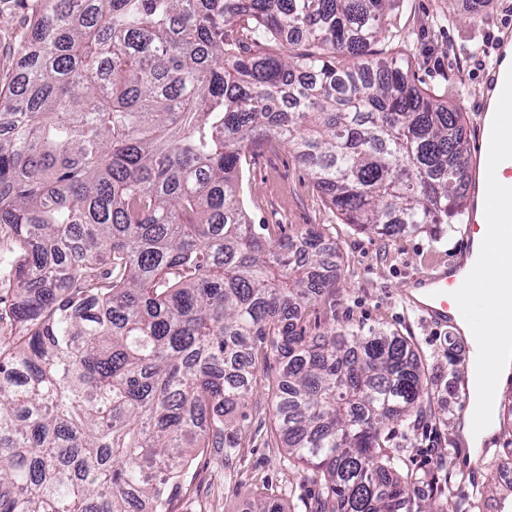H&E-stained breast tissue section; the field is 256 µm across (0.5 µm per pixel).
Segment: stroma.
Returning <instances> with one entry per match:
<instances>
[{
    "label": "stroma",
    "instance_id": "stroma-1",
    "mask_svg": "<svg viewBox=\"0 0 512 512\" xmlns=\"http://www.w3.org/2000/svg\"><path fill=\"white\" fill-rule=\"evenodd\" d=\"M40 0H0V89L18 70V45L31 37ZM402 41L387 52H406L411 76L422 89L441 96L462 112L468 141L477 137L486 96V74L495 59L493 46L512 26V0H492L479 17H471L470 0H402L391 17ZM240 193L253 223L269 225L274 236L296 234L314 225L336 250V286L307 311L308 334L351 329L359 334L383 329L413 345L425 372L431 400L422 412L389 427V451L403 461L401 475L424 474L450 463L465 481L453 482L447 512H467L475 489H483L482 512H512V483L498 470L512 455L508 437L495 431L477 461L460 438L466 372L464 338L455 327L435 328L405 302L408 281L430 269L459 262L467 250L465 227L440 224L431 232L378 236L343 223L316 189L310 173L283 145L255 149L242 171ZM14 242L0 236V336L11 335L14 322L10 263ZM274 372L258 370L256 392L247 409L243 446L232 469L214 449L197 450L189 461L173 512H245L251 493L278 499L287 512H313L319 490L311 473L288 457L275 432L269 389Z\"/></svg>",
    "mask_w": 512,
    "mask_h": 512
}]
</instances>
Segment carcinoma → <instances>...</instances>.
Here are the masks:
<instances>
[{
  "instance_id": "cac0c4a2",
  "label": "carcinoma",
  "mask_w": 512,
  "mask_h": 512,
  "mask_svg": "<svg viewBox=\"0 0 512 512\" xmlns=\"http://www.w3.org/2000/svg\"><path fill=\"white\" fill-rule=\"evenodd\" d=\"M398 3L47 0L0 93V226L23 250L0 512H171L190 449L231 468L260 360L283 447L324 480L315 512H445L413 510L386 447L429 399L411 344L307 335L334 254L312 226L265 237L238 191L250 150L283 144L347 224L463 221L461 113L374 49Z\"/></svg>"
}]
</instances>
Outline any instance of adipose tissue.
<instances>
[{"instance_id": "ef3b65f1", "label": "adipose tissue", "mask_w": 512, "mask_h": 512, "mask_svg": "<svg viewBox=\"0 0 512 512\" xmlns=\"http://www.w3.org/2000/svg\"><path fill=\"white\" fill-rule=\"evenodd\" d=\"M455 279L456 287L451 291L454 306L466 304L481 309L500 298L512 299V265L490 262L487 278L481 282L468 280L461 271ZM459 327L472 348L470 370L495 372L503 378L512 374V336L493 335V323L484 319L469 318L460 322Z\"/></svg>"}]
</instances>
